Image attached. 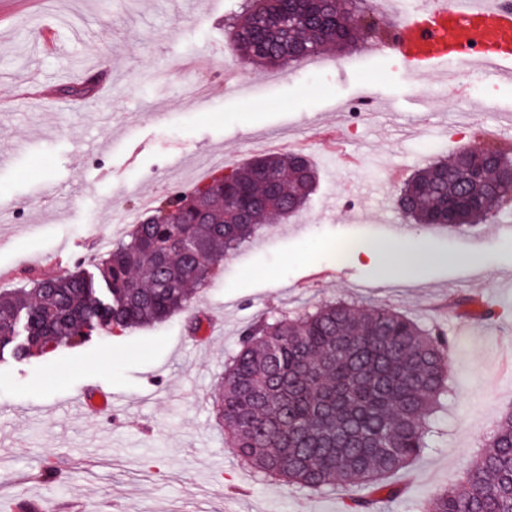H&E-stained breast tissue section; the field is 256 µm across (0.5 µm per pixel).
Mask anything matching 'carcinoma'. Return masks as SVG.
<instances>
[{"label": "carcinoma", "mask_w": 512, "mask_h": 512, "mask_svg": "<svg viewBox=\"0 0 512 512\" xmlns=\"http://www.w3.org/2000/svg\"><path fill=\"white\" fill-rule=\"evenodd\" d=\"M389 37L374 0H247L244 21L225 34L237 59L281 69ZM480 152L487 160L477 171L465 147L429 161L401 188V214L457 229L498 213L512 195V147ZM317 179L307 155L274 153L190 193L168 194L128 241L102 252L99 276L78 270L0 290V359L26 360L191 313L194 287L270 217L302 210ZM451 346L440 329L386 307L322 301L275 312L243 329L224 366L215 408L225 444L263 479L312 493L360 484L393 498L387 477L433 446ZM421 512H512V411L500 416L462 485L440 490Z\"/></svg>", "instance_id": "carcinoma-1"}]
</instances>
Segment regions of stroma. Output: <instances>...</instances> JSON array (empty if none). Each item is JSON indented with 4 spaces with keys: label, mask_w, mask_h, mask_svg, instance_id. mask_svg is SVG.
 <instances>
[{
    "label": "stroma",
    "mask_w": 512,
    "mask_h": 512,
    "mask_svg": "<svg viewBox=\"0 0 512 512\" xmlns=\"http://www.w3.org/2000/svg\"><path fill=\"white\" fill-rule=\"evenodd\" d=\"M243 0H40L53 50L28 19L0 27V289L33 277L95 272L104 241L127 239L136 220L173 191L267 152L300 151L321 181L304 209L271 221L226 256L196 294L192 314L114 331L78 348L0 362V512H347L361 487L316 494L261 482L224 445L213 403L224 361L262 315L325 300L384 306L440 325L453 341L448 406L434 447L387 482L395 499L375 512H414L459 482L512 410V206L483 224L446 232L406 224L403 183L431 158L480 140L512 143V80L472 71L459 110L440 72L408 81L395 50L340 55L336 70L308 73L239 65L229 89L213 73L202 105L187 104V60L224 59V30ZM89 87L82 108L44 111L33 96L61 99ZM379 102L357 128L348 105L362 92ZM114 115L113 127L100 116ZM83 140L100 150L80 148ZM124 222H110L114 209ZM404 224L430 259L402 278L359 259L369 242ZM496 294L495 319L470 336L481 302ZM458 308H450V301ZM202 321L189 328L190 315ZM125 408L87 423L63 401L95 387ZM53 464V479L35 475Z\"/></svg>",
    "instance_id": "35a3bbf8"
}]
</instances>
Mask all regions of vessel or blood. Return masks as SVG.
Masks as SVG:
<instances>
[{"mask_svg": "<svg viewBox=\"0 0 512 512\" xmlns=\"http://www.w3.org/2000/svg\"><path fill=\"white\" fill-rule=\"evenodd\" d=\"M394 41L409 74L451 61L464 73L479 69L512 78V7L502 0H424L398 26ZM75 403L86 418L114 406L111 392L102 389Z\"/></svg>", "mask_w": 512, "mask_h": 512, "instance_id": "1", "label": "vessel or blood"}]
</instances>
